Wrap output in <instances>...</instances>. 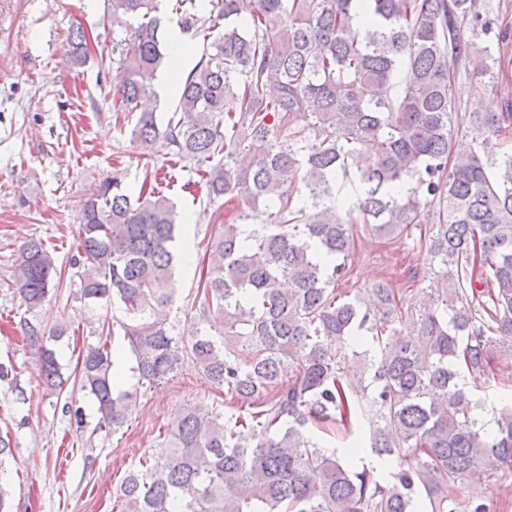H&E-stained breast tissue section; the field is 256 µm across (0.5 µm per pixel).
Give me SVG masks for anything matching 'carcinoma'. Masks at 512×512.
Wrapping results in <instances>:
<instances>
[{
	"mask_svg": "<svg viewBox=\"0 0 512 512\" xmlns=\"http://www.w3.org/2000/svg\"><path fill=\"white\" fill-rule=\"evenodd\" d=\"M159 0H105L103 23L123 32L113 107L145 147L197 167L180 190L244 206L240 223L207 242L198 320L171 335L174 243L191 215L152 183L116 175L84 203L78 225L80 297L118 304L138 386L191 359L224 392L227 416L196 406L168 430L169 455H143L122 478L120 512H458L464 484L512 466V404L480 413L468 378L512 364V102L454 124V83L472 56L505 73L483 0H176L182 34L203 43L159 126L138 111L145 74L175 68ZM86 34L70 31L66 60L82 66ZM435 223L422 224L421 205ZM266 219L243 231L248 212ZM413 237L442 274L403 318L396 289L352 281L355 236ZM419 235H414V232ZM15 282L24 340L37 349L49 394L67 380L38 312L61 277L41 239L19 251ZM348 288L336 292V284ZM79 353L74 383L99 427L117 431L137 390L118 389L108 337ZM374 414L368 433L359 416ZM365 444L393 470L342 460L332 444Z\"/></svg>",
	"mask_w": 512,
	"mask_h": 512,
	"instance_id": "cac0c4a2",
	"label": "carcinoma"
}]
</instances>
